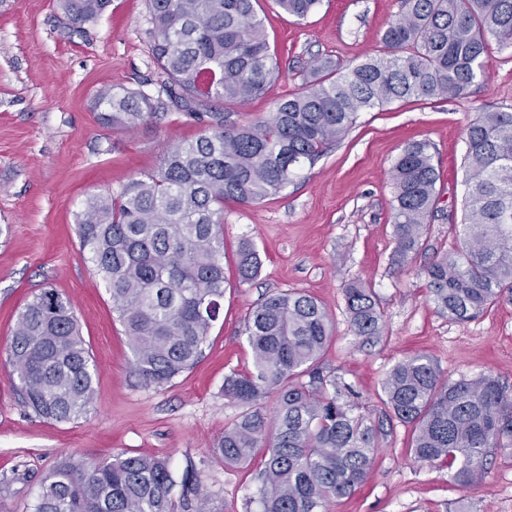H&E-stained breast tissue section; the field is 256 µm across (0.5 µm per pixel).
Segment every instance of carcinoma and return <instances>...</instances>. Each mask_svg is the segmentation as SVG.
Returning a JSON list of instances; mask_svg holds the SVG:
<instances>
[{"instance_id":"1","label":"carcinoma","mask_w":512,"mask_h":512,"mask_svg":"<svg viewBox=\"0 0 512 512\" xmlns=\"http://www.w3.org/2000/svg\"><path fill=\"white\" fill-rule=\"evenodd\" d=\"M299 19L320 0H276ZM256 0H149L151 52L163 75L157 95L104 86L94 96L99 124L133 129L174 108L204 133L180 142L157 171L114 194L88 197L77 215L84 258L112 298L133 354V372L162 385L192 368L221 315L224 202L251 205L277 195L304 164L353 127L360 111L403 99L464 98L485 73L489 38L512 45V0H402L381 38L382 53L344 72L313 65L303 90L280 99L269 118L241 124L214 104L245 103L274 80ZM111 0H61L76 29ZM462 221L457 248L423 267L429 301L458 322L512 299V112H481L467 128ZM439 175L429 145L408 143L392 169L394 262L411 267L438 211ZM260 265L240 243L239 276ZM354 335H382L379 301L361 282L345 287ZM332 323L318 300L272 294L256 305L245 333L253 370L224 379V396L245 407L224 426L217 453L227 465L262 448L257 512H325L366 480L379 439L399 423L413 431L418 463L446 462L461 487L485 470L494 450L512 451V388L492 376L450 380L417 352L385 374L381 407L360 411V393L320 363ZM25 404L39 417L70 422L95 397L91 357L72 305L44 289L18 315L8 355ZM276 395L272 416L261 402ZM167 461L120 454L103 464L65 459L42 481L32 512H174ZM183 512H208V494L185 475Z\"/></svg>"}]
</instances>
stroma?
Here are the masks:
<instances>
[{"label": "stroma", "instance_id": "35a3bbf8", "mask_svg": "<svg viewBox=\"0 0 512 512\" xmlns=\"http://www.w3.org/2000/svg\"><path fill=\"white\" fill-rule=\"evenodd\" d=\"M256 9L279 77L264 95L236 106L242 123L268 118L280 98L301 91L314 60L347 68L376 54L401 2L321 0L302 20L275 0H258ZM150 29L147 0H112L77 30L58 0H0V512H31L42 480L63 458L98 463L122 453L168 460L174 503H181V482L192 471L210 494L212 512H243L264 455L232 467L216 454L225 425L241 412L224 397V377L250 368L247 318L281 291L323 305L333 323L323 365L344 375L369 408H379L391 366L416 352L431 355L448 378L485 374L512 386V300L458 323L435 310L418 272L455 245L448 226L461 220L468 124L481 112H512V46L495 42L468 98L408 99L363 111L279 194L251 206L225 203L221 317L192 369L164 385H145L132 371L110 294L82 255L76 216L89 195L117 192L152 174L174 143L202 132L174 110L133 130L98 123L92 98L100 87L157 93ZM412 141L431 146L440 200L416 267L402 270L392 261L391 171ZM245 239L260 266L243 282L235 260ZM356 280L381 300L380 341L359 344L350 330L343 286ZM44 289L70 301L95 364L94 402L86 417L71 422L42 419L26 407L7 362L20 311ZM409 438L396 426L381 440L364 484L326 512H448L458 500L469 512H512V453H491L484 473L463 488L447 465L411 460Z\"/></svg>", "mask_w": 512, "mask_h": 512}]
</instances>
